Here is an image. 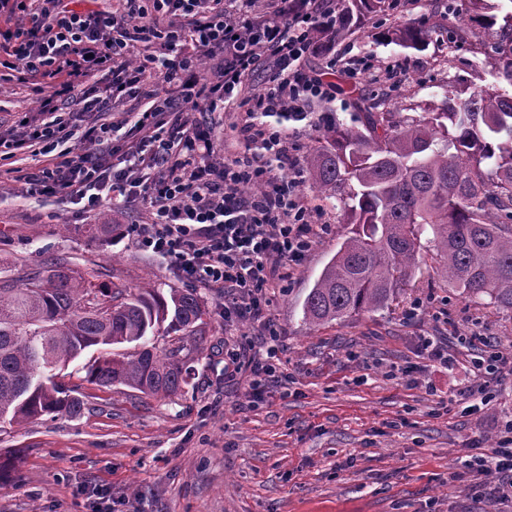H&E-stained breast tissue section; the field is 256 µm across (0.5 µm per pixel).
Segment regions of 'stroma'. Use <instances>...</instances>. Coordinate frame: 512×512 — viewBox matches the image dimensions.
<instances>
[{
    "instance_id": "1",
    "label": "stroma",
    "mask_w": 512,
    "mask_h": 512,
    "mask_svg": "<svg viewBox=\"0 0 512 512\" xmlns=\"http://www.w3.org/2000/svg\"><path fill=\"white\" fill-rule=\"evenodd\" d=\"M466 0H407L386 9L336 44L357 83L332 75L333 103L310 120L287 125L294 158L323 146L332 122L364 130V115H420L449 89L493 82L486 46L494 31L458 24ZM416 22L433 31L419 50L386 42L393 26ZM372 70L361 71L364 59ZM297 192L320 211L326 229L282 287L269 295L263 323L224 320V291L198 288L206 333L188 387L160 399L124 387L88 383L83 359L64 379L84 401L77 416H46L0 433V453L17 459L0 484V512H86L96 487H110L117 512H502L493 483L466 461L496 448L512 420V372L488 376V400L463 412L469 361L495 348L512 351V313L489 297L470 298L431 265L416 270L385 308L343 323L312 327L305 296L349 231L340 205L301 183ZM118 215L120 231L100 247L83 227ZM138 205L104 203L85 213L54 198L25 196L0 175V270L13 277L62 257L98 282L132 293L187 288L169 263L141 250L126 225ZM435 337L447 349L442 367L421 346ZM276 345L279 377L254 400L245 372L224 366V352Z\"/></svg>"
}]
</instances>
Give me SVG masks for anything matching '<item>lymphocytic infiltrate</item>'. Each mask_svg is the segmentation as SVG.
Masks as SVG:
<instances>
[{
  "instance_id": "f902f5d3",
  "label": "lymphocytic infiltrate",
  "mask_w": 512,
  "mask_h": 512,
  "mask_svg": "<svg viewBox=\"0 0 512 512\" xmlns=\"http://www.w3.org/2000/svg\"><path fill=\"white\" fill-rule=\"evenodd\" d=\"M330 15L328 0H113L108 11L0 0V83L39 95L37 110L0 135V162L39 158L18 177L32 196L87 212L140 203L146 217L128 233L142 250L190 283L223 289L225 321L261 319L281 265L300 264L324 230L295 192L304 171L280 122L336 99L335 84L301 66ZM266 60V92L245 99L250 156L215 161L216 128L198 113H223ZM129 100L139 109L113 120ZM73 104L86 125L73 124ZM476 467L512 501V438Z\"/></svg>"
}]
</instances>
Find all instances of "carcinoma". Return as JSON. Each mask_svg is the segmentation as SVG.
I'll list each match as a JSON object with an SVG mask.
<instances>
[{
    "mask_svg": "<svg viewBox=\"0 0 512 512\" xmlns=\"http://www.w3.org/2000/svg\"><path fill=\"white\" fill-rule=\"evenodd\" d=\"M387 0H336L319 46L360 29ZM465 22L499 26L492 65L512 86V11L493 0H468ZM432 31L396 26L389 42L420 49ZM326 145L306 174L314 192L339 202L351 225L303 302L312 326L378 310L407 287L429 256L448 286L488 296L512 311V93L474 85L440 108L395 121L368 113L367 132L328 126ZM118 224H87L100 245ZM207 315L191 289L141 288L125 294L84 277L64 258L21 277L0 278V432L45 415H78L84 402L58 378L85 351L98 355L86 380L170 397L190 384ZM171 337L158 350L148 337ZM138 350L114 351L123 344Z\"/></svg>",
    "mask_w": 512,
    "mask_h": 512,
    "instance_id": "1",
    "label": "carcinoma"
}]
</instances>
